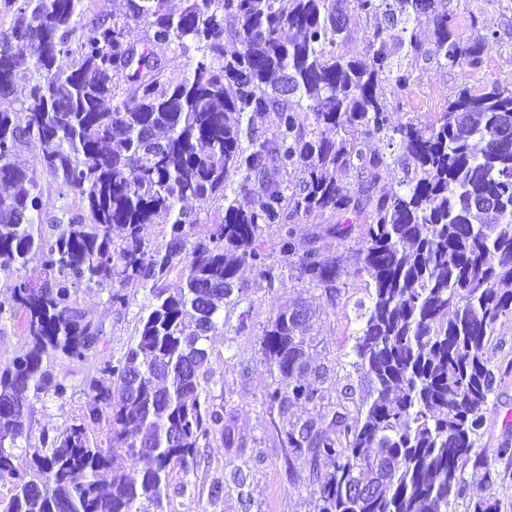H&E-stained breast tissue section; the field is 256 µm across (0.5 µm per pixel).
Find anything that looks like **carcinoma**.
Returning a JSON list of instances; mask_svg holds the SVG:
<instances>
[{
  "mask_svg": "<svg viewBox=\"0 0 512 512\" xmlns=\"http://www.w3.org/2000/svg\"><path fill=\"white\" fill-rule=\"evenodd\" d=\"M85 0H0V45H22L0 65V270L20 274L0 320L19 318L28 349L0 364V480L10 483L6 512H168L174 468L188 475L199 449L224 432V409L210 400L205 366L209 333L237 289L243 265L279 280L266 233L298 276L334 300L345 276L366 273L357 302L352 366L372 386L356 415L336 411L286 434L319 482L316 512H452L467 467L492 479L477 437L496 385L486 357L497 326L512 317V88L462 81L430 122L390 120L413 68L482 65L485 37H463L452 0H128L122 16L85 19ZM365 20L366 59L340 53L350 15ZM151 35L143 49L125 42L130 22ZM426 22L434 40L393 42L388 29ZM235 44L224 46V24ZM193 46L195 66L166 77L158 51ZM308 112L311 122L299 123ZM271 119L272 137L257 121ZM371 138L397 148L389 160L366 151ZM33 154L30 168L12 162ZM403 167L392 192L382 172ZM348 170L341 184L329 170ZM74 195L70 208L43 220L37 173ZM240 194L260 203L244 208ZM221 202L189 241L197 216L186 200ZM314 212L308 245L289 221ZM172 217L168 241L153 247L146 229ZM359 230L355 270L338 266L315 243ZM42 256L40 270L28 257ZM178 272L174 294L165 282ZM149 290L132 343L103 362L109 387L90 386L84 418L17 466L28 439L18 394L51 382L50 358L86 360L104 329L77 305L81 290H108L128 307L121 286ZM311 316L268 323L261 349L277 386L271 404L321 399L306 331ZM106 428L107 445L89 425ZM125 449L126 456L112 454ZM138 477L131 479L127 464ZM372 491L358 503L346 486Z\"/></svg>",
  "mask_w": 512,
  "mask_h": 512,
  "instance_id": "obj_1",
  "label": "carcinoma"
}]
</instances>
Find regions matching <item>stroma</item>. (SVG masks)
<instances>
[{
  "mask_svg": "<svg viewBox=\"0 0 512 512\" xmlns=\"http://www.w3.org/2000/svg\"><path fill=\"white\" fill-rule=\"evenodd\" d=\"M457 6L461 33L470 35L468 18L474 15L487 38L478 77L511 87L512 0H457ZM464 74L461 67L447 69L431 60H419L402 108L392 113L393 122L405 121L410 114L423 121L432 119L444 110ZM265 249L273 261L282 264L279 283L268 286L256 269L242 267L237 274L239 294L225 306L224 325L207 342L209 387L215 404L224 409L228 433L215 436L210 447L201 449L199 466L190 475L173 474L169 490L172 512H313L318 481L304 458L288 453L283 439L289 430L319 419L326 407L347 400L358 403L368 394L367 380L349 365L358 328L355 304L366 297L367 275L348 277L333 300L323 287L299 278L290 263L282 262L278 234L266 235ZM123 292L129 305L121 312L112 307L108 291L77 294L78 305L89 319L103 326L105 334L94 356L85 361L62 355L54 359L53 376L67 386L63 399L25 392L30 430L20 456L31 455L43 441L53 439L81 417L89 381L108 384L102 363L126 352L148 297L147 289L136 280L127 281ZM301 300L319 314L310 357L312 366L326 377L324 398L316 405L291 402L272 406L265 394L276 380L263 360L260 337L281 308ZM487 356L503 378L490 397L477 444L485 448L498 478L486 482L478 474L467 473L455 512H467L469 503L478 499L497 503L499 512H512V457L497 453L504 444L512 445V318L498 326ZM216 482L222 484L223 491L214 500L209 490Z\"/></svg>",
  "mask_w": 512,
  "mask_h": 512,
  "instance_id": "obj_1",
  "label": "stroma"
}]
</instances>
